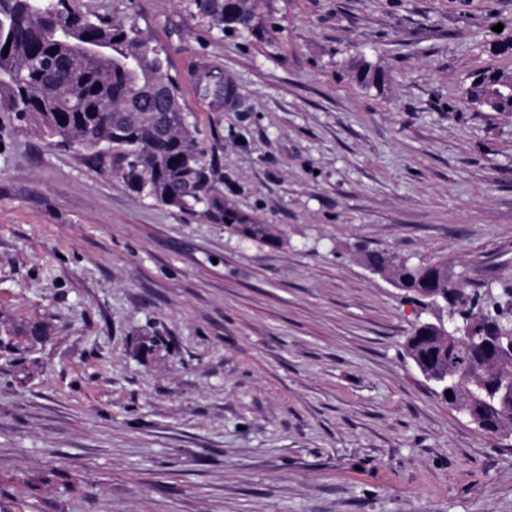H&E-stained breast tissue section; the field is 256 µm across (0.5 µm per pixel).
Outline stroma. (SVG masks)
<instances>
[{"mask_svg":"<svg viewBox=\"0 0 512 512\" xmlns=\"http://www.w3.org/2000/svg\"><path fill=\"white\" fill-rule=\"evenodd\" d=\"M254 5L229 33L191 0H76L167 48L225 200L280 246L0 111V322L49 330L0 358V512H512V438L433 393L362 255L512 284V112L459 101L512 0Z\"/></svg>","mask_w":512,"mask_h":512,"instance_id":"obj_1","label":"stroma"}]
</instances>
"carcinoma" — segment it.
I'll use <instances>...</instances> for the list:
<instances>
[{
  "mask_svg": "<svg viewBox=\"0 0 512 512\" xmlns=\"http://www.w3.org/2000/svg\"><path fill=\"white\" fill-rule=\"evenodd\" d=\"M196 13L219 28L252 31L259 25L252 0H193ZM485 82L467 77L462 102L470 107L486 95L500 96L502 111L512 98L497 90L495 78L512 76V66L481 68ZM364 87L380 75L367 62L357 66ZM163 97L144 94L159 79ZM0 110L19 125L33 128L105 175L118 177L138 196L198 216L240 239L263 245L283 244L282 233L258 224L224 201L214 159L184 121L183 93L171 73L166 50L136 26L114 24L105 16L86 15L72 0H0ZM366 264L390 267L392 278L414 294L432 286L430 264L396 260L388 251L364 252ZM439 288L452 289L462 316L471 313L472 297L481 298V323L501 299L491 284L470 292L457 285L440 264ZM16 328H0V350H18ZM485 342L473 331L453 346L437 336H409L406 348L417 369L448 372L453 392L448 405L468 411L484 431L512 435V360L478 356Z\"/></svg>",
  "mask_w": 512,
  "mask_h": 512,
  "instance_id": "carcinoma-1",
  "label": "carcinoma"
}]
</instances>
